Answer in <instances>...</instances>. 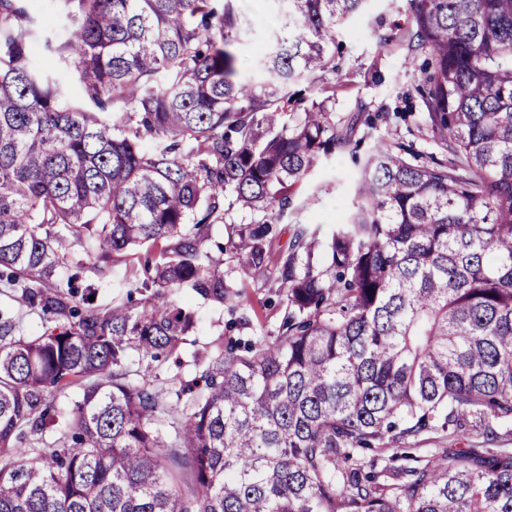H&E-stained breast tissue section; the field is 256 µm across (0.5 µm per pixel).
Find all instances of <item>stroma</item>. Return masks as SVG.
<instances>
[{"mask_svg": "<svg viewBox=\"0 0 512 512\" xmlns=\"http://www.w3.org/2000/svg\"><path fill=\"white\" fill-rule=\"evenodd\" d=\"M242 8L256 31L254 41L241 53L243 73L256 78L262 68L266 34L277 21L269 10H255L252 0H243ZM406 10L407 0H371L367 13L338 33L335 71L322 76L310 75L305 84L316 89L326 81L335 84L337 117L374 116V125L362 121L357 126L356 136L362 141V150H369L380 142L403 143L413 146L427 162L439 157L440 152L420 112L414 72L401 51L379 43L381 35L390 33L394 25L404 22ZM355 171L352 156L347 152L318 168L297 192L295 203L301 222L328 227L344 217L352 205L349 180ZM95 262L92 256L83 259V267L78 273L79 285L98 282V304L126 301L131 290L129 263H113L108 275L100 278L93 271ZM277 279L276 266H268L239 286L238 295L229 309L205 302L190 290L180 291L177 300L193 312V327L172 354L158 360L144 361L137 353H130L127 369L133 374L148 373L156 390L172 396L181 384L190 383L198 375L194 356L209 353L215 345L223 343L224 325L232 312L253 317L252 325L239 329V337L253 336L258 326L269 332L276 329L284 313L283 307L275 303Z\"/></svg>", "mask_w": 512, "mask_h": 512, "instance_id": "stroma-1", "label": "stroma"}]
</instances>
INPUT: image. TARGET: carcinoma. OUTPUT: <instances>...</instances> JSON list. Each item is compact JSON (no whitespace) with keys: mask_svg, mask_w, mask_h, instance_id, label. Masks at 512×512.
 Segmentation results:
<instances>
[{"mask_svg":"<svg viewBox=\"0 0 512 512\" xmlns=\"http://www.w3.org/2000/svg\"><path fill=\"white\" fill-rule=\"evenodd\" d=\"M57 2L51 33L0 0V288L60 322L29 339L0 318V512H512V0H408L380 43L406 51L445 158L374 147L349 217L294 224L278 253L296 191L357 123L298 84L336 71L369 0H269L257 83L240 0ZM235 207L257 215L233 230L235 272L276 263L284 314L208 354L179 411L123 362L178 347L181 289L234 295L206 245ZM143 245L140 310L57 278L77 246ZM74 386L44 442L49 396ZM79 398V393L76 388H71L65 393L56 394L50 397V401L56 408L54 418L48 423L45 436L48 441L57 438L61 433L68 430V415L73 407V404Z\"/></svg>","mask_w":512,"mask_h":512,"instance_id":"carcinoma-1","label":"carcinoma"}]
</instances>
